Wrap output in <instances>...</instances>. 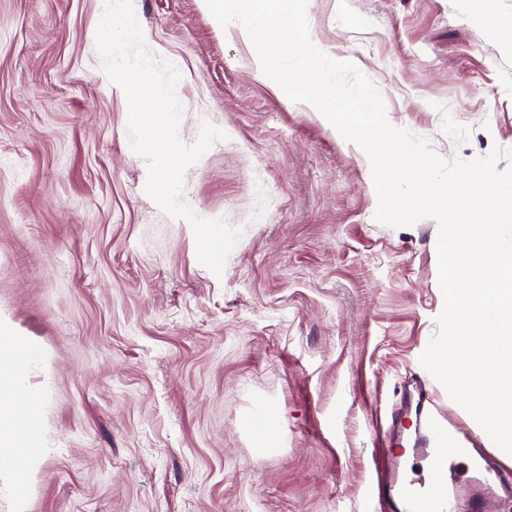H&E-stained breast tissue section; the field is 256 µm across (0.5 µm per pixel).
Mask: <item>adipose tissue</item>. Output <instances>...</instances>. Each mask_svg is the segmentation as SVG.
<instances>
[{"label":"adipose tissue","mask_w":512,"mask_h":512,"mask_svg":"<svg viewBox=\"0 0 512 512\" xmlns=\"http://www.w3.org/2000/svg\"><path fill=\"white\" fill-rule=\"evenodd\" d=\"M26 343L0 319V471L9 473L10 492L24 500L34 457L42 442L39 408L42 398L29 386Z\"/></svg>","instance_id":"adipose-tissue-1"}]
</instances>
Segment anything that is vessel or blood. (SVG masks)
<instances>
[{
  "label": "vessel or blood",
  "mask_w": 512,
  "mask_h": 512,
  "mask_svg": "<svg viewBox=\"0 0 512 512\" xmlns=\"http://www.w3.org/2000/svg\"><path fill=\"white\" fill-rule=\"evenodd\" d=\"M468 456L467 485L448 480L452 454ZM372 512H493L512 498V469L493 462L480 437L454 422L420 379L401 399L380 432Z\"/></svg>",
  "instance_id": "b4317fda"
}]
</instances>
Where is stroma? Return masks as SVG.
Listing matches in <instances>:
<instances>
[{"mask_svg":"<svg viewBox=\"0 0 512 512\" xmlns=\"http://www.w3.org/2000/svg\"><path fill=\"white\" fill-rule=\"evenodd\" d=\"M182 74L181 139L222 129L183 200L244 233L222 276L146 194L102 0H0V317L29 345L43 446L0 512H367L375 429L444 306L438 224L376 221L364 151L274 89L201 0H132ZM474 0H309L389 123L444 160L512 149V46ZM267 400L275 434L249 419Z\"/></svg>","mask_w":512,"mask_h":512,"instance_id":"obj_1","label":"stroma"}]
</instances>
